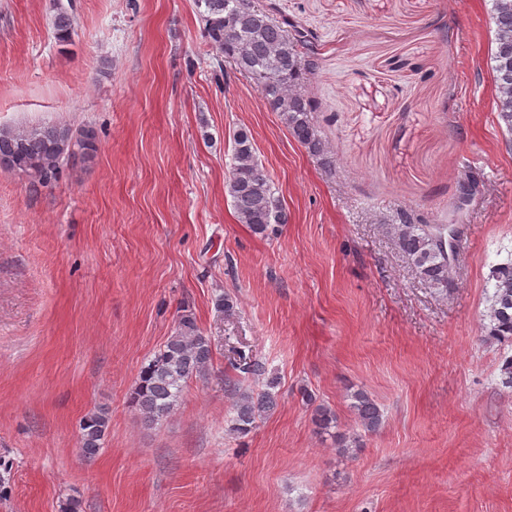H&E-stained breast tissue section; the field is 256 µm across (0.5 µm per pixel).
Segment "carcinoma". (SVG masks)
I'll return each mask as SVG.
<instances>
[{
	"label": "carcinoma",
	"instance_id": "carcinoma-1",
	"mask_svg": "<svg viewBox=\"0 0 512 512\" xmlns=\"http://www.w3.org/2000/svg\"><path fill=\"white\" fill-rule=\"evenodd\" d=\"M196 2L208 44L251 79L300 146L325 165H332V150L313 121L314 102L301 91L306 76L316 66L315 60L304 57L301 51L311 43L312 35L296 26L285 29L267 12L256 8L252 0ZM490 12L495 24V47L490 57L495 107L498 123L512 134V0H491ZM53 28L58 42L71 41L74 16L58 0ZM96 152L97 134L90 126L74 129L53 121L0 126V173L19 175L34 188L56 180L65 166H86ZM225 190L238 222L253 233L269 237L288 223V212L256 157L251 134L243 129L233 135ZM391 230L399 250L421 280L433 288L452 286L450 272L458 255L448 256V225L426 224L413 211L401 209L393 216ZM491 281L487 336L512 343V259L493 268ZM212 361L211 340L199 330L195 317L181 315L173 334L141 368L131 394L132 407L147 425L168 417L188 382L202 377ZM236 369L249 378L265 380L266 386L256 394L239 388L230 392V431L243 434L273 407L270 389L276 387L277 379L266 376L265 364L257 358L243 360ZM351 399L357 425L368 433L378 431L383 414L376 401L364 390L352 393ZM313 423L325 433L336 427V413L318 404ZM108 426V414L103 410L82 419L78 441L82 457L92 460L99 454Z\"/></svg>",
	"mask_w": 512,
	"mask_h": 512
}]
</instances>
